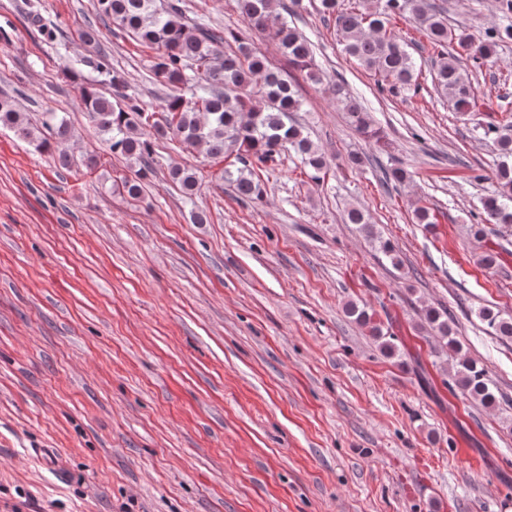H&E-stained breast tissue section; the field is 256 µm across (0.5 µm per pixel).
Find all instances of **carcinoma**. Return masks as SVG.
<instances>
[{"label": "carcinoma", "instance_id": "cac0c4a2", "mask_svg": "<svg viewBox=\"0 0 512 512\" xmlns=\"http://www.w3.org/2000/svg\"><path fill=\"white\" fill-rule=\"evenodd\" d=\"M275 0H235L243 20L251 28L268 33L294 69L314 83L332 87L336 103L346 113L350 126L366 140L379 141L366 108L339 81H324L314 63L313 47L305 34L275 13ZM100 15L114 27L155 50L152 79L174 88L164 100L163 120L125 92V77L112 68L102 53L96 68L112 85L110 96L84 88L80 108L115 154L134 167L133 176L122 184L131 198L141 195L145 182L155 173V142L166 139L184 150L202 148L214 159L231 160L224 167V181L239 197L264 199L263 168L292 153L307 170L312 182L319 183L329 171L325 154L304 128L292 119L302 107L295 84L270 66L265 55L234 30L221 32L205 23L188 25L181 20L180 6L164 9L156 0H98ZM322 13L331 18L342 50L366 71L379 77L378 89L391 94L418 91L421 66L409 43L393 30L392 22L404 19L414 23L425 36L431 53V84L437 95L448 99L456 112H481L484 95L475 85L469 63L481 69L495 62L496 48L512 41V0H498L499 25L475 35L465 26L448 28L444 8L432 0H321ZM32 146L39 154H51L60 166L70 164L68 146L72 128L67 116L42 113L35 124L28 113L9 99L0 100V128ZM485 136L497 145L501 157L492 174H478L477 181L490 180L494 190L480 197L481 223L471 225L474 236L484 234L486 224L512 223V136L511 122L479 124ZM169 177L192 197L196 172L189 167H172ZM349 223L356 224L377 250L395 266L400 265L393 245L378 235L358 208L347 210ZM346 313L368 329L383 356H397L396 338L384 332L365 305L350 302ZM493 334L512 338V318L486 308L480 311ZM424 320L448 347L460 352L452 338L448 311L434 306L424 308ZM455 383L465 395L488 406L496 402L486 369L475 360L457 359Z\"/></svg>", "mask_w": 512, "mask_h": 512}]
</instances>
